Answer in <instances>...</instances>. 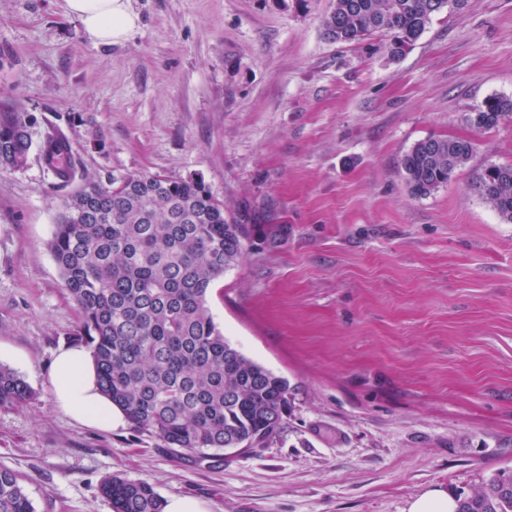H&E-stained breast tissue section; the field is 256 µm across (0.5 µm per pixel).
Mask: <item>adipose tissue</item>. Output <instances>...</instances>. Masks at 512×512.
Wrapping results in <instances>:
<instances>
[{
	"label": "adipose tissue",
	"mask_w": 512,
	"mask_h": 512,
	"mask_svg": "<svg viewBox=\"0 0 512 512\" xmlns=\"http://www.w3.org/2000/svg\"><path fill=\"white\" fill-rule=\"evenodd\" d=\"M65 9L79 20L85 37L96 45L125 40L137 26L129 0H65ZM53 387L63 411L93 425L119 424L111 401L97 386L91 354L85 346L61 351L56 359Z\"/></svg>",
	"instance_id": "1"
}]
</instances>
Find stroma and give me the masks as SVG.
I'll list each match as a JSON object with an SVG mask.
<instances>
[{
  "label": "stroma",
  "instance_id": "obj_1",
  "mask_svg": "<svg viewBox=\"0 0 512 512\" xmlns=\"http://www.w3.org/2000/svg\"><path fill=\"white\" fill-rule=\"evenodd\" d=\"M331 6L131 0L137 28L105 46L64 0H0V112L24 113L34 144L0 169V365L35 392L0 406V468L36 512H112V474L201 512H408L430 487L459 497L512 471V223L472 188L512 165V116L469 121L512 97V0L441 13L397 57L379 34L328 40ZM52 127L89 175L194 178L249 225L208 305L287 379L277 434L199 459L57 406L56 358L81 340L47 248L73 191L37 150ZM428 137L474 152L418 197L400 162ZM271 224L288 227L276 246ZM512 115V99L491 97L469 117L472 125L481 129H493L506 116Z\"/></svg>",
  "mask_w": 512,
  "mask_h": 512
}]
</instances>
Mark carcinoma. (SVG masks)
<instances>
[{
	"mask_svg": "<svg viewBox=\"0 0 512 512\" xmlns=\"http://www.w3.org/2000/svg\"><path fill=\"white\" fill-rule=\"evenodd\" d=\"M445 10L451 0H333L323 30L339 43L386 36L396 56ZM509 115L512 99L491 97L469 121L493 129ZM31 148L26 120L1 112L0 168L24 167ZM473 150L461 138L416 142L401 159L412 193L427 196L447 184ZM38 151L59 182L81 179L48 248L79 309L78 336L90 347L103 394L137 431L200 458L271 437L288 411V381L226 340L208 307L212 284L242 257L247 225L227 218L224 202L196 179L89 177L56 129ZM473 188L512 223V166H488ZM34 396L23 377L0 366V406ZM100 491L112 512H164L163 499L142 480L111 475ZM0 512H35L8 469H0ZM458 512H512V473L459 498Z\"/></svg>",
	"mask_w": 512,
	"mask_h": 512,
	"instance_id": "cac0c4a2",
	"label": "carcinoma"
}]
</instances>
